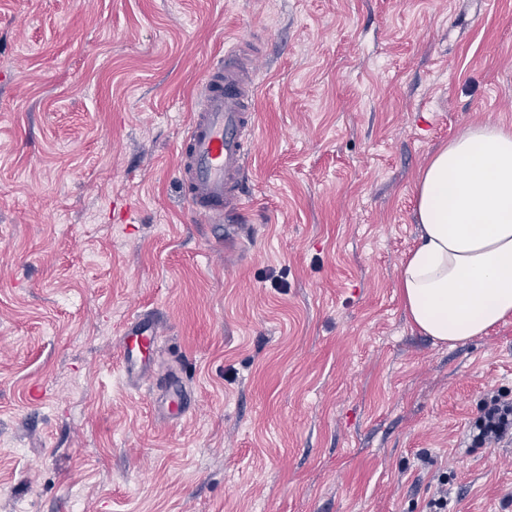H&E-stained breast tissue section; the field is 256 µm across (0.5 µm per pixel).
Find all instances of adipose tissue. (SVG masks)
<instances>
[{"mask_svg":"<svg viewBox=\"0 0 512 512\" xmlns=\"http://www.w3.org/2000/svg\"><path fill=\"white\" fill-rule=\"evenodd\" d=\"M418 246L397 286L411 324L456 345L512 319V129L471 125L416 184Z\"/></svg>","mask_w":512,"mask_h":512,"instance_id":"adipose-tissue-1","label":"adipose tissue"}]
</instances>
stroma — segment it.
<instances>
[{
	"instance_id": "stroma-1",
	"label": "stroma",
	"mask_w": 512,
	"mask_h": 512,
	"mask_svg": "<svg viewBox=\"0 0 512 512\" xmlns=\"http://www.w3.org/2000/svg\"><path fill=\"white\" fill-rule=\"evenodd\" d=\"M238 40L228 230L195 221L177 147ZM486 121L512 128V0H0V512H420L442 473L451 512H512V443L467 445L512 392V322L449 346L397 289L420 169ZM160 331L157 322L146 314L129 320L122 332L120 362L127 382L142 383L152 376Z\"/></svg>"
}]
</instances>
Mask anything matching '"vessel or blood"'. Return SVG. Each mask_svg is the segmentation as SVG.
<instances>
[{"mask_svg": "<svg viewBox=\"0 0 512 512\" xmlns=\"http://www.w3.org/2000/svg\"><path fill=\"white\" fill-rule=\"evenodd\" d=\"M255 97L250 61L240 48L225 52L207 70L200 105L192 113L178 151L180 179L195 216L222 223L244 208L243 180L255 127ZM157 322L141 314L122 332L121 369L127 381L151 377L159 343Z\"/></svg>", "mask_w": 512, "mask_h": 512, "instance_id": "b4317fda", "label": "vessel or blood"}]
</instances>
